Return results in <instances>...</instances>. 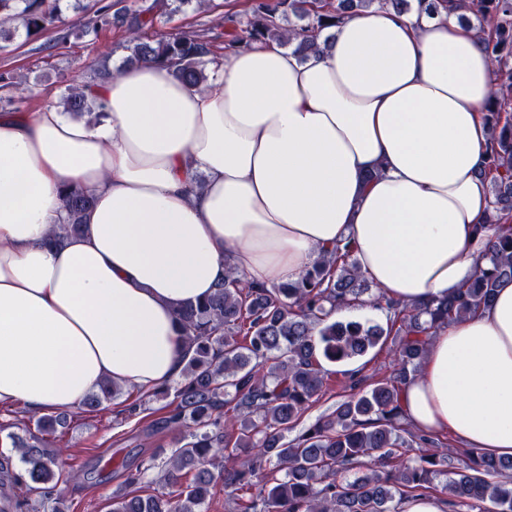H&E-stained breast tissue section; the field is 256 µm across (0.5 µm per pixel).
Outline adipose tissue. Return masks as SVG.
Masks as SVG:
<instances>
[{
    "label": "adipose tissue",
    "instance_id": "1",
    "mask_svg": "<svg viewBox=\"0 0 512 512\" xmlns=\"http://www.w3.org/2000/svg\"><path fill=\"white\" fill-rule=\"evenodd\" d=\"M96 93L95 123L0 113V405L75 410L107 380L171 383L178 312L231 267L291 282L347 242L387 299L425 306L485 264L497 81L446 8H372L304 59L257 42L203 89L144 61ZM69 186L93 203L55 245ZM400 404L416 430L512 457V284L438 329Z\"/></svg>",
    "mask_w": 512,
    "mask_h": 512
}]
</instances>
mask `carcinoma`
<instances>
[{"instance_id": "1", "label": "carcinoma", "mask_w": 512, "mask_h": 512, "mask_svg": "<svg viewBox=\"0 0 512 512\" xmlns=\"http://www.w3.org/2000/svg\"><path fill=\"white\" fill-rule=\"evenodd\" d=\"M462 9L466 19L488 28L486 49L498 80L496 109L489 113L488 168L494 233L488 239L481 268L457 295L424 307L400 305L379 295L370 301L386 306L393 319L387 326L359 320H333L342 308L363 302L369 290L350 244L322 251L305 266L299 279L279 285H257L230 269L213 294L189 304L180 313L185 350L183 379L151 392L172 397L169 411L157 427L175 435V450L162 462L128 474L125 487L113 495L111 512H202L217 481L229 490L234 512H399L396 499L448 493V507L512 512V458H493L477 450L468 462L453 466L451 454L429 437L411 429L399 404L403 386L415 375L437 329L489 306L498 289L512 283V0H445ZM399 13L413 10V0H328L319 10L310 0H253L245 17L229 19L224 51L255 41L292 47L306 58L320 48L317 36L374 6ZM298 25L285 29L281 20ZM127 24L130 39L126 61L150 60L172 71L193 87L207 84L208 66L216 63L212 39L194 32L148 37L155 26L152 8L124 6L104 22ZM61 22L60 0H0V42L35 40ZM112 76L97 65L90 81L68 85L57 107L76 119L98 121L103 105L93 88ZM91 197L79 188L63 190L64 223L54 231L60 240L77 233ZM392 334L393 374L366 391L351 394L293 441L285 440L300 416L326 385L322 361L349 362L367 355ZM122 394L110 381L88 396L84 406L94 411ZM66 411L32 414L24 433L7 434L20 452L24 472L13 471L12 459L0 455V488L20 484L42 494L51 512H66L57 492L61 463L48 437L69 425ZM419 446L410 460L406 449ZM275 462L284 472L274 478L264 465ZM370 473L354 480L347 473L360 466ZM158 468L159 482L174 487L142 495L135 486L147 471ZM448 472L438 490L435 478Z\"/></svg>"}]
</instances>
